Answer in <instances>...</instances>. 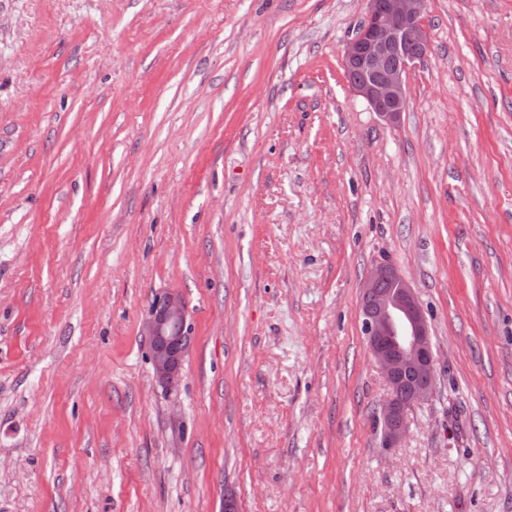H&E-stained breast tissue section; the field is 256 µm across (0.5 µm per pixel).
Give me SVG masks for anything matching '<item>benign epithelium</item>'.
<instances>
[{"mask_svg": "<svg viewBox=\"0 0 512 512\" xmlns=\"http://www.w3.org/2000/svg\"><path fill=\"white\" fill-rule=\"evenodd\" d=\"M361 30L347 42L342 64L353 93L388 125L407 108L406 75L429 51L426 0H364ZM362 330L387 396L377 414L383 443L397 448L409 433L408 413L435 385V355L414 289L390 265L373 268L362 285ZM184 298L168 291L148 310L142 333L156 382L172 388L182 375L192 338Z\"/></svg>", "mask_w": 512, "mask_h": 512, "instance_id": "obj_1", "label": "benign epithelium"}]
</instances>
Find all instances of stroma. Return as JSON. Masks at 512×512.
I'll return each mask as SVG.
<instances>
[{"mask_svg": "<svg viewBox=\"0 0 512 512\" xmlns=\"http://www.w3.org/2000/svg\"><path fill=\"white\" fill-rule=\"evenodd\" d=\"M363 17L0 0V512H512V0H427L392 126L342 65ZM385 263L436 357L397 448L360 313ZM192 323L184 298L168 291L156 297L148 310L142 333L150 344V362L156 382L171 389L182 375L192 338Z\"/></svg>", "mask_w": 512, "mask_h": 512, "instance_id": "obj_1", "label": "stroma"}]
</instances>
